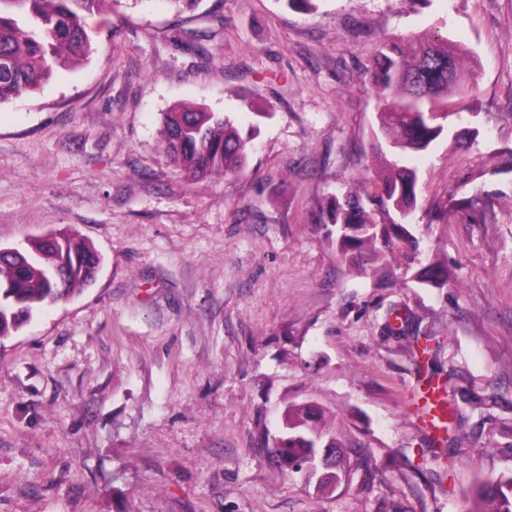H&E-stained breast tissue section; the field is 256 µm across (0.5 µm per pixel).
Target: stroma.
Here are the masks:
<instances>
[{
	"instance_id": "35a3bbf8",
	"label": "stroma",
	"mask_w": 512,
	"mask_h": 512,
	"mask_svg": "<svg viewBox=\"0 0 512 512\" xmlns=\"http://www.w3.org/2000/svg\"><path fill=\"white\" fill-rule=\"evenodd\" d=\"M87 23V61L0 104V248L68 233L102 259L0 339V512H475L512 471V0H113ZM437 34L476 85L468 143L414 156L418 250L353 269L311 217L378 182L382 43ZM183 103L258 126L242 172L171 164ZM426 373L450 471L409 413ZM291 403L343 448L331 491L272 459Z\"/></svg>"
}]
</instances>
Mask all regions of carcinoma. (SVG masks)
Returning <instances> with one entry per match:
<instances>
[{
	"mask_svg": "<svg viewBox=\"0 0 512 512\" xmlns=\"http://www.w3.org/2000/svg\"><path fill=\"white\" fill-rule=\"evenodd\" d=\"M107 0H0V103L40 89L58 71L87 60L92 44L85 15ZM455 44L436 40L389 39L374 58L368 74L379 98L376 150L384 159L379 192H349L332 197L314 215L325 227L341 256L353 265L376 244L387 250L417 247L408 226L417 205L418 170L412 154L426 151L448 137V111L464 109L448 101V90L461 88L466 76ZM226 115L185 105L164 115L162 145L172 164L185 176L212 172L235 175L246 164L250 142ZM99 254L72 235L54 241L38 239L13 257H0V338L10 335L44 306L80 293L93 281ZM445 268L427 266L421 284L441 288ZM320 412L309 405H290L282 435L287 443L275 456L293 464L322 448H332L331 435L316 424ZM488 499L482 512H512V472L480 483Z\"/></svg>",
	"mask_w": 512,
	"mask_h": 512,
	"instance_id": "cac0c4a2",
	"label": "carcinoma"
}]
</instances>
